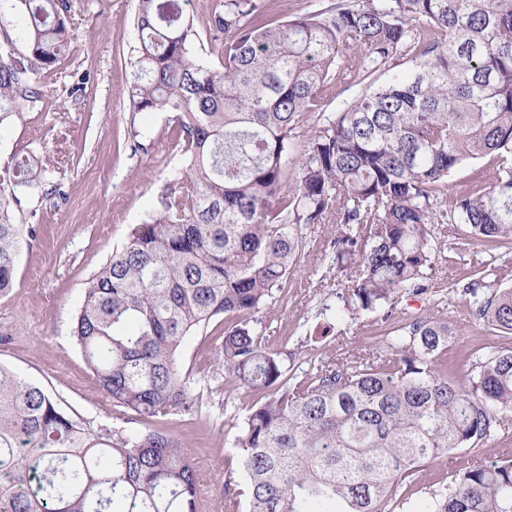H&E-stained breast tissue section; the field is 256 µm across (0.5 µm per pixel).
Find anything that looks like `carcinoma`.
I'll return each mask as SVG.
<instances>
[{"instance_id":"cac0c4a2","label":"carcinoma","mask_w":512,"mask_h":512,"mask_svg":"<svg viewBox=\"0 0 512 512\" xmlns=\"http://www.w3.org/2000/svg\"><path fill=\"white\" fill-rule=\"evenodd\" d=\"M188 0H137L130 108L175 113L180 164L149 222L89 280L73 326L86 366L123 416L194 417L185 340L218 316L224 364L254 396L234 441L242 479L224 512H512V347L473 350L467 383L448 367L454 332L409 318L346 363L285 367L256 314L305 250L338 226L347 305L375 312L424 293L436 225L463 224L459 252L512 243V0H334L282 22L264 0H212L217 62L194 53ZM70 0H0V126L70 43ZM398 55L413 65L378 82ZM365 83L305 136L334 84ZM492 154V183L434 207L453 168ZM48 193L31 154L0 169V297L35 234L14 187ZM479 270L459 290L474 321L512 338V286ZM452 456L423 486L425 465ZM198 471L168 429L95 433L40 386L0 367V512H197Z\"/></svg>"}]
</instances>
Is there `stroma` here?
I'll return each mask as SVG.
<instances>
[{
    "label": "stroma",
    "instance_id": "obj_1",
    "mask_svg": "<svg viewBox=\"0 0 512 512\" xmlns=\"http://www.w3.org/2000/svg\"><path fill=\"white\" fill-rule=\"evenodd\" d=\"M136 4L73 0L67 21L70 47L58 72L42 74L41 101L20 103L12 121L0 128V166L28 148L52 169L51 182L59 189L48 196L31 195L24 186L15 191L20 201L16 219L34 223L36 236L19 257L12 292L0 299V366L45 389L95 431H127L131 425L87 369L71 335L73 318L88 279L126 242L130 226L156 217L160 195L178 164L171 114L134 113L128 106ZM74 85L82 89L76 99L67 95ZM492 176L491 158L463 161L449 176L444 196L451 200L464 190L480 191ZM464 230L461 224L440 225L445 249L428 293L398 295L391 317H447L457 332L448 359L458 366L474 347L494 350L503 341L449 297V284H465L479 268L512 271V244L493 250L477 244L456 254L453 246ZM336 234L333 224L307 229L304 259L260 312L271 331L269 347L299 364L345 360L382 335L391 320L345 304L346 279L333 261ZM223 332L221 320H213L182 348V371L195 379L196 419L154 422L172 430L197 466V512H224L227 476L239 471L232 450L236 429L224 410L252 400L224 366Z\"/></svg>",
    "mask_w": 512,
    "mask_h": 512
}]
</instances>
